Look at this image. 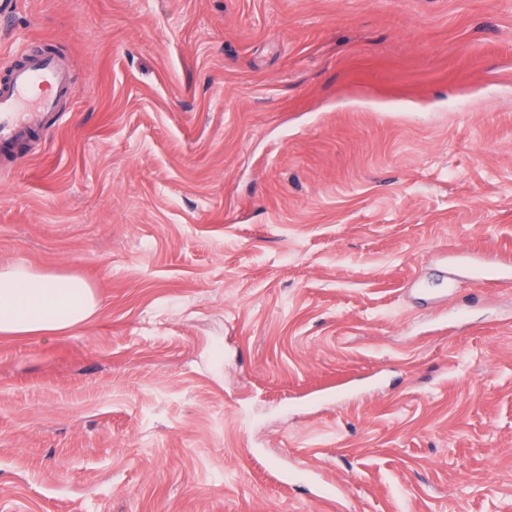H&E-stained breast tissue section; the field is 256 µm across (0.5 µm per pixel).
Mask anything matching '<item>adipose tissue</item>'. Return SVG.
Here are the masks:
<instances>
[{
  "instance_id": "ef3b65f1",
  "label": "adipose tissue",
  "mask_w": 512,
  "mask_h": 512,
  "mask_svg": "<svg viewBox=\"0 0 512 512\" xmlns=\"http://www.w3.org/2000/svg\"><path fill=\"white\" fill-rule=\"evenodd\" d=\"M100 301L75 275L55 274L26 264L0 267V335L52 338L96 316Z\"/></svg>"
}]
</instances>
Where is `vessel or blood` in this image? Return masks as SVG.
<instances>
[{"label": "vessel or blood", "instance_id": "b4317fda", "mask_svg": "<svg viewBox=\"0 0 512 512\" xmlns=\"http://www.w3.org/2000/svg\"><path fill=\"white\" fill-rule=\"evenodd\" d=\"M71 91L66 68L52 52L30 49L0 80V153L31 138L46 113Z\"/></svg>", "mask_w": 512, "mask_h": 512}]
</instances>
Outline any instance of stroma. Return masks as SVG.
<instances>
[{
  "label": "stroma",
  "instance_id": "stroma-1",
  "mask_svg": "<svg viewBox=\"0 0 512 512\" xmlns=\"http://www.w3.org/2000/svg\"><path fill=\"white\" fill-rule=\"evenodd\" d=\"M31 44L74 96L0 265L101 308L0 335V512H512V0H12Z\"/></svg>",
  "mask_w": 512,
  "mask_h": 512
}]
</instances>
